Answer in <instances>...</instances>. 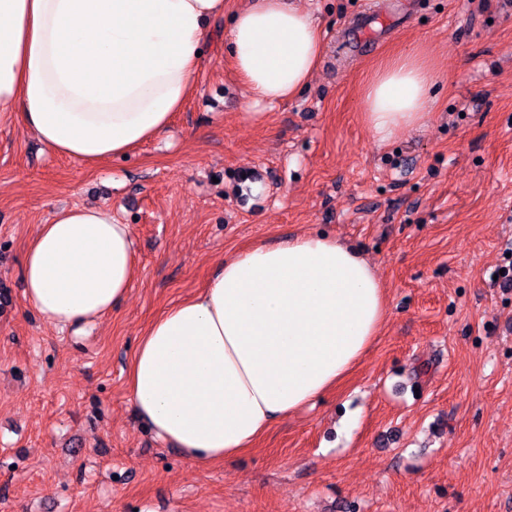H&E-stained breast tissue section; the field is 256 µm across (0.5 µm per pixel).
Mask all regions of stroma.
<instances>
[{
	"mask_svg": "<svg viewBox=\"0 0 512 512\" xmlns=\"http://www.w3.org/2000/svg\"><path fill=\"white\" fill-rule=\"evenodd\" d=\"M325 30L295 98L254 104L224 23L169 131L88 169L0 129V512H512V0H296ZM420 48L440 78L379 142L360 97ZM131 225L127 300L72 336L20 268L63 206ZM324 233L372 263L388 319L336 390L256 448L199 466L139 422L126 377L148 322L216 259Z\"/></svg>",
	"mask_w": 512,
	"mask_h": 512,
	"instance_id": "35a3bbf8",
	"label": "stroma"
}]
</instances>
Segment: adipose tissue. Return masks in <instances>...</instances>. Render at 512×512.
<instances>
[{
    "label": "adipose tissue",
    "instance_id": "1",
    "mask_svg": "<svg viewBox=\"0 0 512 512\" xmlns=\"http://www.w3.org/2000/svg\"><path fill=\"white\" fill-rule=\"evenodd\" d=\"M251 100L296 97L323 29L290 0H0V128L22 125L55 155L93 167L162 135L197 89L210 26ZM438 81L421 50L379 62L361 96L376 139L420 124ZM139 270L131 225L110 209H59L26 246V307L80 333L122 304ZM388 315L360 253L325 234L217 260L207 284L146 327L128 399L159 439L206 466L255 448L279 419L332 393Z\"/></svg>",
    "mask_w": 512,
    "mask_h": 512
}]
</instances>
